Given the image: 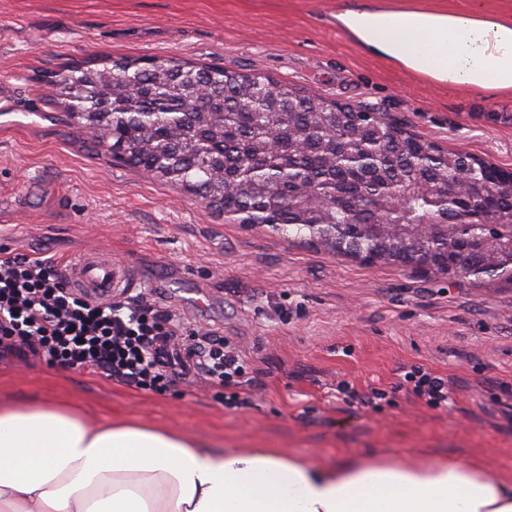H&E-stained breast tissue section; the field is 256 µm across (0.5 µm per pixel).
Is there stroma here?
Here are the masks:
<instances>
[{"mask_svg":"<svg viewBox=\"0 0 512 512\" xmlns=\"http://www.w3.org/2000/svg\"><path fill=\"white\" fill-rule=\"evenodd\" d=\"M348 2L0 0V249L65 259L112 248L131 272L126 295L224 336L256 381L250 405L229 409L190 377L154 393L30 356L0 360L1 400L53 395L93 424L133 418L314 461L452 454L512 474V284L363 264L229 221L116 161L44 84L100 56L224 65L512 170V92L448 89L364 54L332 22ZM416 366L447 377V408L395 391ZM373 387L386 398L362 406Z\"/></svg>","mask_w":512,"mask_h":512,"instance_id":"35a3bbf8","label":"stroma"}]
</instances>
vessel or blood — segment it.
Wrapping results in <instances>:
<instances>
[{"label": "vessel or blood", "mask_w": 512, "mask_h": 512, "mask_svg": "<svg viewBox=\"0 0 512 512\" xmlns=\"http://www.w3.org/2000/svg\"><path fill=\"white\" fill-rule=\"evenodd\" d=\"M119 265L111 251L101 249L62 260L60 268L70 287L90 299L102 300L111 297L113 288L119 285Z\"/></svg>", "instance_id": "obj_1"}]
</instances>
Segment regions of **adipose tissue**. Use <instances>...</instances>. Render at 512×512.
I'll list each match as a JSON object with an SVG mask.
<instances>
[{"mask_svg":"<svg viewBox=\"0 0 512 512\" xmlns=\"http://www.w3.org/2000/svg\"><path fill=\"white\" fill-rule=\"evenodd\" d=\"M334 19L363 52L439 86L512 91V16L483 0H356ZM0 512H512V477L448 457L314 463L277 448L214 450L175 428L94 426L46 397L0 403Z\"/></svg>","mask_w":512,"mask_h":512,"instance_id":"adipose-tissue-1","label":"adipose tissue"}]
</instances>
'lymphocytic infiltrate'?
<instances>
[{
  "instance_id": "1",
  "label": "lymphocytic infiltrate",
  "mask_w": 512,
  "mask_h": 512,
  "mask_svg": "<svg viewBox=\"0 0 512 512\" xmlns=\"http://www.w3.org/2000/svg\"><path fill=\"white\" fill-rule=\"evenodd\" d=\"M187 330L147 298L94 302L69 288L47 255L0 250V357L27 346L49 363L82 369L141 390L170 382L169 346ZM189 351L198 376L222 391L228 406L247 405L253 386L242 351L213 332L195 333ZM401 390L434 409L448 405V380L429 369L406 372Z\"/></svg>"
}]
</instances>
